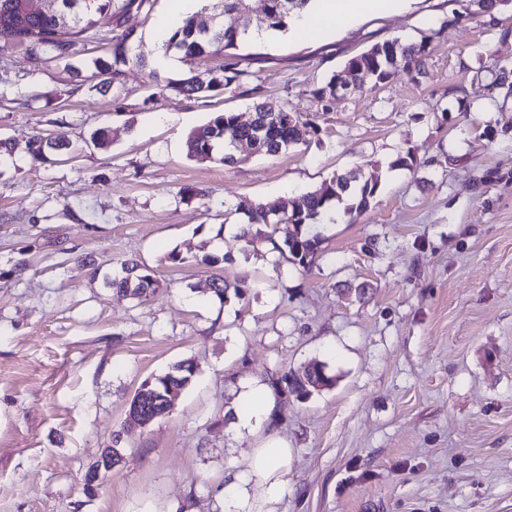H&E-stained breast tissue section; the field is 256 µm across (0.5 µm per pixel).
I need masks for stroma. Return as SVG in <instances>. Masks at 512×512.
Instances as JSON below:
<instances>
[{
    "instance_id": "35a3bbf8",
    "label": "stroma",
    "mask_w": 512,
    "mask_h": 512,
    "mask_svg": "<svg viewBox=\"0 0 512 512\" xmlns=\"http://www.w3.org/2000/svg\"><path fill=\"white\" fill-rule=\"evenodd\" d=\"M169 15L168 0L104 13L62 61L0 48V139L22 156L0 172V512H229L271 429L286 483L258 512H512V100L491 105L487 79L512 65V0L492 20L478 0H410L334 33L247 41L243 92L159 99L129 66L99 93L91 61L117 28L153 58ZM396 38L429 43L422 77L339 91L286 154L187 159V133L216 113L315 111L311 88ZM37 135L68 148L32 159ZM411 147L416 166H396ZM348 171L378 193L357 219L331 209L312 267L285 261L269 228L248 244L230 232L247 205ZM206 252L222 264H197ZM130 260L160 285L120 299L104 280ZM217 275L250 286L222 303ZM315 358L335 386L277 395L262 424L235 425L248 385ZM184 359L196 373L171 410L131 422L140 382ZM114 444L123 463L86 496L88 466Z\"/></svg>"
}]
</instances>
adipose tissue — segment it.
<instances>
[{
  "label": "adipose tissue",
  "instance_id": "adipose-tissue-1",
  "mask_svg": "<svg viewBox=\"0 0 512 512\" xmlns=\"http://www.w3.org/2000/svg\"><path fill=\"white\" fill-rule=\"evenodd\" d=\"M406 0H314L311 11L300 13L294 26L302 32L323 27L340 30L352 25L357 19L390 8L401 11ZM288 449L277 436H269L265 446L259 448L251 469L241 480L236 497L240 512H247L252 490H262L268 497H276L283 485L282 471Z\"/></svg>",
  "mask_w": 512,
  "mask_h": 512
}]
</instances>
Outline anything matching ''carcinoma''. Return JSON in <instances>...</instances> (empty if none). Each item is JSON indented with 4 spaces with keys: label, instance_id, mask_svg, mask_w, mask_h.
I'll use <instances>...</instances> for the list:
<instances>
[{
    "label": "carcinoma",
    "instance_id": "1",
    "mask_svg": "<svg viewBox=\"0 0 512 512\" xmlns=\"http://www.w3.org/2000/svg\"><path fill=\"white\" fill-rule=\"evenodd\" d=\"M150 0H42L38 10L31 8V0H0V46L24 48L33 61L64 60L77 52L80 43L95 36V17L113 7L118 12L132 9L143 10ZM308 0H251L252 10L241 16L238 27H216L204 30L202 17L208 9L222 8L226 13L237 10L238 0H220L216 4L206 0L201 11L181 19L167 32L162 44L165 52L180 51L186 56H219L223 64L219 74L205 81L193 75L182 78H168L149 65L147 57L138 50V38L132 29L117 30L111 39L112 62L95 60L99 78V88L109 89L120 84L125 68L132 65L147 70L149 80L164 97L168 93L193 96L206 92L227 89L242 84L248 71L236 67L232 62L233 50L242 44L250 29L264 28L285 30L290 19L303 10ZM429 55V45L425 42L403 44L399 40H388L372 45L365 52L350 58L347 67L356 72L361 81L364 75H374L372 86L386 82L392 73L402 70L407 74L421 73L425 59ZM491 87L507 99L512 96V67L502 65L490 71ZM317 102V111H331L336 99V77L310 91ZM237 116L230 112L214 115L204 125L193 129L186 138V156L198 163H222L225 165L245 161L254 155L277 157L298 144L293 129L282 120L271 118L267 127L257 133L240 127ZM66 144L60 141L35 137L28 144V152L34 157L43 155L44 150L61 151ZM17 166L15 145L9 140L0 139V169ZM376 180L358 181L352 172L336 173L320 188L302 193L284 203L282 216L270 224L265 207L252 205L246 212L247 226L242 228L239 237L251 243L254 226H271V234L279 235L282 243L275 248L288 262L309 265L319 251L322 238L315 229L318 218L331 202L342 203L348 214H361L371 205L378 192ZM247 278L239 277L232 281L218 276L212 280L210 291L224 302L229 294L241 298ZM107 286L118 297L141 298L158 287L155 273L144 265L127 262L121 267V274L107 282ZM312 371L321 373L317 379L320 386L313 387L304 381V372L286 373L272 382L274 390L287 389L299 400L308 399L313 393L330 388L335 379L325 371L326 364L315 360L309 363ZM195 375L193 362L184 360L174 364L163 374L147 377L141 386L149 387L151 394L161 400V404L175 400L190 384ZM123 462L118 448H105L84 475L88 483L98 476L106 477L108 470Z\"/></svg>",
    "mask_w": 512,
    "mask_h": 512
}]
</instances>
